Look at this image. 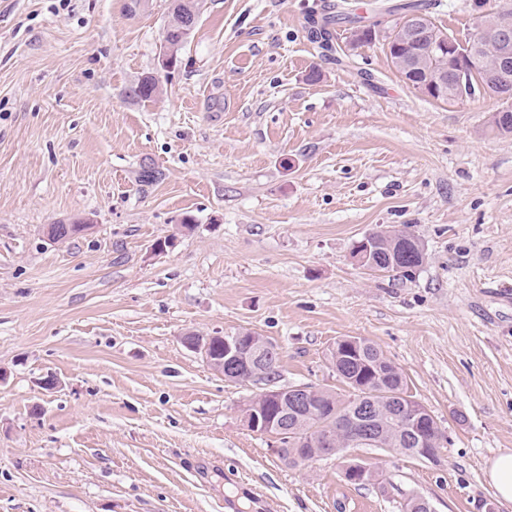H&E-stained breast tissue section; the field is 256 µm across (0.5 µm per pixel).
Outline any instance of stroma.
<instances>
[{
    "label": "stroma",
    "mask_w": 512,
    "mask_h": 512,
    "mask_svg": "<svg viewBox=\"0 0 512 512\" xmlns=\"http://www.w3.org/2000/svg\"><path fill=\"white\" fill-rule=\"evenodd\" d=\"M327 2L201 0L164 70L170 0H0V512H255L242 479L268 512H512L486 478L512 451V133L489 125L512 99L433 100L342 24L324 59L306 19ZM505 5L430 17L463 41ZM152 72L161 93L128 98ZM406 224L411 278L351 260ZM247 331L281 386L339 393L331 346L372 341L447 435L437 460L285 465L243 422L255 387L182 343Z\"/></svg>",
    "instance_id": "obj_1"
}]
</instances>
